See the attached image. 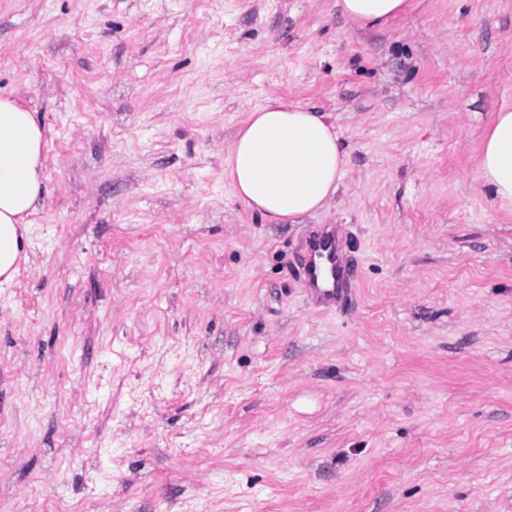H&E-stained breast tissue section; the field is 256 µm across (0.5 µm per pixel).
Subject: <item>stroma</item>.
Instances as JSON below:
<instances>
[{"mask_svg":"<svg viewBox=\"0 0 512 512\" xmlns=\"http://www.w3.org/2000/svg\"><path fill=\"white\" fill-rule=\"evenodd\" d=\"M43 199L0 285V512H512V213L476 180L512 0H0ZM328 115L327 210L224 179L250 112ZM338 226L344 308L305 244ZM406 0H336V6L348 18L365 23L381 24L402 12Z\"/></svg>","mask_w":512,"mask_h":512,"instance_id":"35a3bbf8","label":"stroma"}]
</instances>
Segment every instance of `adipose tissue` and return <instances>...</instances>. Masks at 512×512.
Wrapping results in <instances>:
<instances>
[{"label":"adipose tissue","instance_id":"ef3b65f1","mask_svg":"<svg viewBox=\"0 0 512 512\" xmlns=\"http://www.w3.org/2000/svg\"><path fill=\"white\" fill-rule=\"evenodd\" d=\"M343 15L381 24L407 0H336ZM43 131L31 112L0 97V279L19 270L27 227L40 204ZM348 167V155L325 115L279 99L250 112L224 154L235 196L267 224H296L323 211ZM476 179L499 208L512 211V106L495 113Z\"/></svg>","mask_w":512,"mask_h":512}]
</instances>
